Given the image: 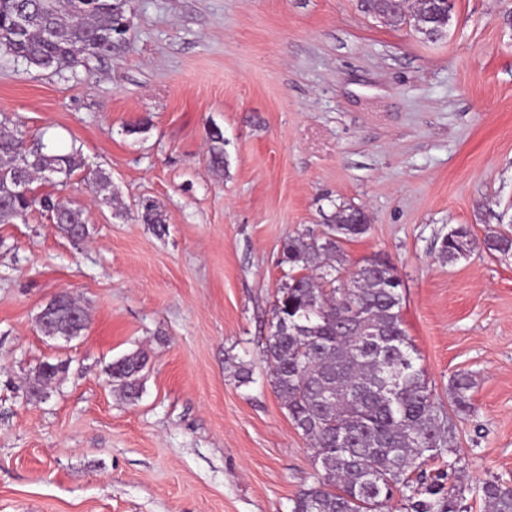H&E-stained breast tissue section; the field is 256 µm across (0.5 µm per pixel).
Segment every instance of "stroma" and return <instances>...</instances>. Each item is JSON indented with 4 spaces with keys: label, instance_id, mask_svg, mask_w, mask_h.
Segmentation results:
<instances>
[{
    "label": "stroma",
    "instance_id": "35a3bbf8",
    "mask_svg": "<svg viewBox=\"0 0 512 512\" xmlns=\"http://www.w3.org/2000/svg\"><path fill=\"white\" fill-rule=\"evenodd\" d=\"M130 15L121 54L0 62V118L80 146L66 194L90 226L76 241L37 209L0 224V512H290L316 467L263 354L278 260L342 205L371 217L346 265H394L437 402L453 374L475 378L455 421L463 485L512 481V255L483 245L512 233V0H455L436 41L360 0H131ZM98 168L118 205L88 184ZM143 200L165 224L138 218ZM460 224L474 246L451 264L439 246ZM62 290L89 315L69 342L36 322ZM135 351L128 403L107 369ZM46 360L68 368L28 402Z\"/></svg>",
    "mask_w": 512,
    "mask_h": 512
}]
</instances>
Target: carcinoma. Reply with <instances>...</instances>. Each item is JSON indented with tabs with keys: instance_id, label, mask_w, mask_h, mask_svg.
Listing matches in <instances>:
<instances>
[{
	"instance_id": "1",
	"label": "carcinoma",
	"mask_w": 512,
	"mask_h": 512,
	"mask_svg": "<svg viewBox=\"0 0 512 512\" xmlns=\"http://www.w3.org/2000/svg\"><path fill=\"white\" fill-rule=\"evenodd\" d=\"M115 0H0V59L26 68L61 71L89 58L122 52L129 30L114 34ZM424 28L439 26L440 3H421ZM209 165L224 169V136L211 133ZM78 148L62 150L43 139L24 145L20 124L0 123V224L24 221L40 209L66 232L88 231L81 207L59 193L36 196L34 178L66 189L81 168ZM146 224H164L151 201L139 203ZM360 209L342 206L321 233L291 236L281 263L288 266L278 287L264 356L270 385L288 416L309 442L322 474L293 499L291 512H382L394 493L403 512H466L464 488L456 483V453L448 414L435 401L425 368L403 326L401 280L391 265L360 266L351 287L341 283L346 257L341 243L366 235ZM472 238L468 226L448 231L441 252L461 258ZM490 252L512 254V237L490 232ZM146 356L135 351L112 363L120 396L139 397ZM65 368L41 363L30 389L43 390ZM475 380L467 372L450 377L456 416L474 409ZM431 461L442 467L427 470ZM486 512H512V484L490 479L479 487Z\"/></svg>"
}]
</instances>
